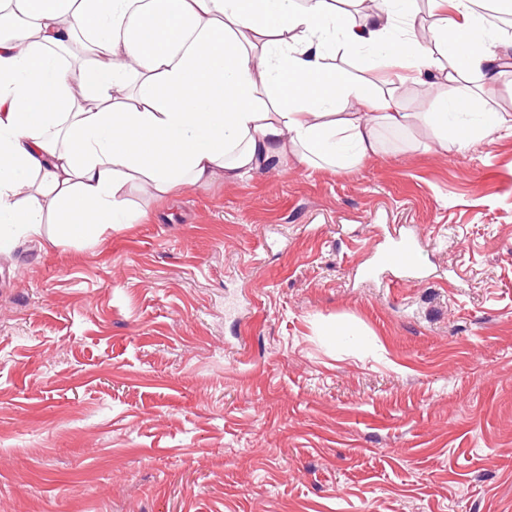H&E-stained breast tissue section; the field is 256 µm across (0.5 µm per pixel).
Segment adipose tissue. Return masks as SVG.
Here are the masks:
<instances>
[{
	"mask_svg": "<svg viewBox=\"0 0 512 512\" xmlns=\"http://www.w3.org/2000/svg\"><path fill=\"white\" fill-rule=\"evenodd\" d=\"M362 2L340 12L334 0H0V254L128 223L131 183L171 200L291 157L353 168L378 152L382 125L447 135L439 113L408 111L381 83L432 74L431 93L454 90L486 134H512V114L489 111L472 85V73L512 68L476 41L484 0H429L428 29L409 10L354 20ZM136 15L153 26L132 38ZM334 31L348 48L395 42L391 71L363 83L324 65ZM445 45L464 63L439 64ZM343 102L353 111H337Z\"/></svg>",
	"mask_w": 512,
	"mask_h": 512,
	"instance_id": "adipose-tissue-1",
	"label": "adipose tissue"
}]
</instances>
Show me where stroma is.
<instances>
[{
    "label": "stroma",
    "instance_id": "35a3bbf8",
    "mask_svg": "<svg viewBox=\"0 0 512 512\" xmlns=\"http://www.w3.org/2000/svg\"><path fill=\"white\" fill-rule=\"evenodd\" d=\"M379 140L0 255V512H512V136ZM377 264L399 273L420 272L417 250L409 235H397L389 247L378 254Z\"/></svg>",
    "mask_w": 512,
    "mask_h": 512
}]
</instances>
